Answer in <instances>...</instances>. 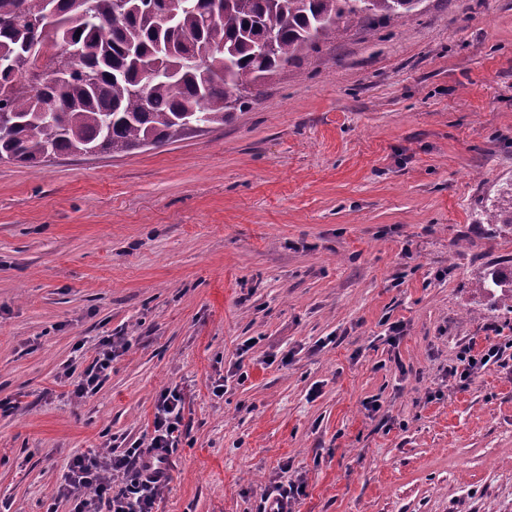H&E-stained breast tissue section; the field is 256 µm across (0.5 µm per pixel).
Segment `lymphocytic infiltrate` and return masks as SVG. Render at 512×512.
<instances>
[{"label": "lymphocytic infiltrate", "mask_w": 512, "mask_h": 512, "mask_svg": "<svg viewBox=\"0 0 512 512\" xmlns=\"http://www.w3.org/2000/svg\"><path fill=\"white\" fill-rule=\"evenodd\" d=\"M122 342L104 337L90 366L75 384L73 394L82 398L96 392L108 377ZM505 345L492 344L481 353L463 347L448 376L459 383L470 381L479 370L498 363ZM185 397L181 386L166 388L155 405L153 431L148 441L134 442L120 453L90 452L75 457L62 493L71 499L72 512H153L172 479L171 455L184 433ZM120 490H113V483Z\"/></svg>", "instance_id": "obj_1"}]
</instances>
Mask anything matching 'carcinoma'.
I'll list each match as a JSON object with an SVG mask.
<instances>
[{
	"instance_id": "1",
	"label": "carcinoma",
	"mask_w": 512,
	"mask_h": 512,
	"mask_svg": "<svg viewBox=\"0 0 512 512\" xmlns=\"http://www.w3.org/2000/svg\"><path fill=\"white\" fill-rule=\"evenodd\" d=\"M417 2L182 0L164 20L157 0H0V160L129 153L185 135L186 117L222 125L340 24L401 19Z\"/></svg>"
}]
</instances>
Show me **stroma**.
<instances>
[{
    "mask_svg": "<svg viewBox=\"0 0 512 512\" xmlns=\"http://www.w3.org/2000/svg\"><path fill=\"white\" fill-rule=\"evenodd\" d=\"M511 182L512 0L341 26L175 141L0 161V512H71L73 458L149 438L174 384L157 512H254L297 478L295 512H512V349L448 376L512 342L480 291L512 272L485 219ZM105 336L127 350L74 397ZM512 348V343L490 344L485 347L481 353L474 354L472 347L467 345L461 349L457 355V360L464 365V368L459 371L458 366H451L448 368V376L451 379L458 380L461 386H465L471 377L478 373V371L485 369L490 364L498 363L503 357L506 349Z\"/></svg>",
    "mask_w": 512,
    "mask_h": 512,
    "instance_id": "stroma-1",
    "label": "stroma"
}]
</instances>
